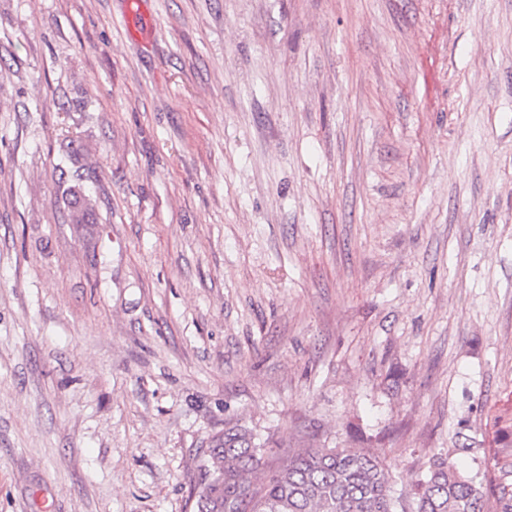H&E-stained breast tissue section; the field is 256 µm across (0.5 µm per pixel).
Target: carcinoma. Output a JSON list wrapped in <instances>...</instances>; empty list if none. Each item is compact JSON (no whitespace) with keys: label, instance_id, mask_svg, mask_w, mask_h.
Returning <instances> with one entry per match:
<instances>
[{"label":"carcinoma","instance_id":"obj_1","mask_svg":"<svg viewBox=\"0 0 512 512\" xmlns=\"http://www.w3.org/2000/svg\"><path fill=\"white\" fill-rule=\"evenodd\" d=\"M91 203L76 200L71 221L88 224ZM258 448L235 425L215 435L203 459L205 482L197 512H397L389 475L371 453L354 448H307L271 470L262 483ZM413 512H487L482 484L447 460L433 463L418 483Z\"/></svg>","mask_w":512,"mask_h":512}]
</instances>
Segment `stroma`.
Returning a JSON list of instances; mask_svg holds the SVG:
<instances>
[{
	"mask_svg": "<svg viewBox=\"0 0 512 512\" xmlns=\"http://www.w3.org/2000/svg\"><path fill=\"white\" fill-rule=\"evenodd\" d=\"M234 424L498 512L512 0H0V512H195ZM418 488L411 512H487L482 483L461 474L449 460L435 461Z\"/></svg>",
	"mask_w": 512,
	"mask_h": 512,
	"instance_id": "1",
	"label": "stroma"
}]
</instances>
